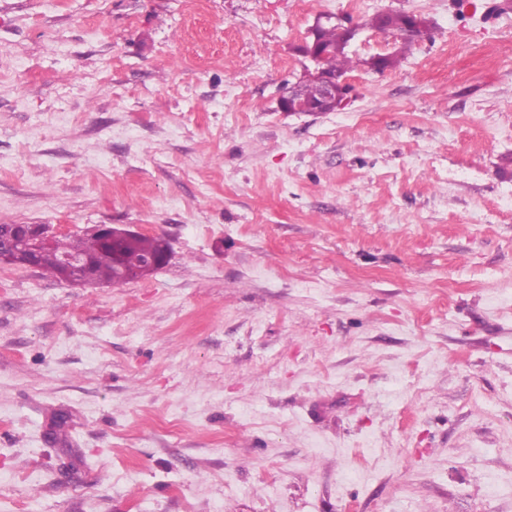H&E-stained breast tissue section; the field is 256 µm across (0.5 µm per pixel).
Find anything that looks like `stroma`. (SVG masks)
I'll return each instance as SVG.
<instances>
[{"instance_id": "1", "label": "stroma", "mask_w": 512, "mask_h": 512, "mask_svg": "<svg viewBox=\"0 0 512 512\" xmlns=\"http://www.w3.org/2000/svg\"><path fill=\"white\" fill-rule=\"evenodd\" d=\"M0 224L170 245L0 262V512H512V0H0ZM406 22L407 14L405 12L391 11L379 20L373 16L368 24L377 31L397 39L402 38ZM333 16L325 15L317 17L314 26H318L322 21H330ZM336 25L341 31L356 32L351 26H346L342 20L335 18ZM335 24H324L317 34L319 52L317 54V63L324 72L337 75H346L357 63L354 62L346 52L347 45L342 41L341 36ZM312 65V69L306 66L303 80L288 85L280 96V104L285 112H305L308 114H317L319 112H337L342 110L347 104L350 93V85L347 78L342 76H332L322 73L316 68V59L313 51L304 54ZM308 81H313L321 87V94L317 100H308L303 92L302 85ZM90 234L100 238L108 254L112 257L113 241L124 233L136 232L121 230L110 224H96L88 229ZM92 235L71 238L61 236L56 238L52 246L44 250L38 257V268L60 279V262L66 283L76 287H90L94 283V273L91 263L77 256L82 255L94 262L97 280L113 287L122 285L130 279L145 277L153 271H142L141 263L149 257L159 256L166 249V241L160 237H150L143 234L124 236L120 238L121 256L115 262H109L101 257L102 245L99 239ZM64 256V257H63ZM63 257V258H62ZM62 258V259H61Z\"/></svg>"}]
</instances>
